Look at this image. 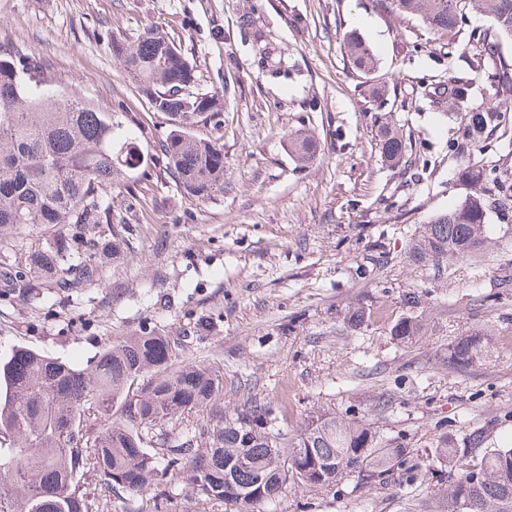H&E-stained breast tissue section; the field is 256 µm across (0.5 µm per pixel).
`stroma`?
<instances>
[{"instance_id":"1","label":"stroma","mask_w":512,"mask_h":512,"mask_svg":"<svg viewBox=\"0 0 512 512\" xmlns=\"http://www.w3.org/2000/svg\"><path fill=\"white\" fill-rule=\"evenodd\" d=\"M149 30L180 48L197 91L223 104L218 123L196 129L224 145V189L203 201L166 174L169 126L113 51ZM352 32L376 55L372 76L347 60ZM1 43L39 58L56 89L124 114L148 165L114 186L111 223L79 229V259L114 239L122 247L94 282H0V353L22 345L84 368L105 343L161 334L178 360L223 373L221 410L263 399L291 434L315 412L346 413L399 438L422 470L414 482L352 475L323 490L289 480L275 512H441V434L481 432L478 456L512 442V230L492 212L484 256L439 272L409 257L424 225L469 192L448 148L457 119L424 94L472 74L447 40L376 0H0ZM372 81L388 89L381 100L369 96ZM385 117L428 169L383 164ZM299 130L319 144L305 166L286 146ZM472 156L512 182V135L495 132ZM53 239L24 225L0 243V262ZM358 304L375 316L355 329L345 317ZM412 312L425 333L397 344L391 326ZM474 332L489 339L490 361L448 369L449 344ZM162 489L164 512H234L195 495L181 472Z\"/></svg>"}]
</instances>
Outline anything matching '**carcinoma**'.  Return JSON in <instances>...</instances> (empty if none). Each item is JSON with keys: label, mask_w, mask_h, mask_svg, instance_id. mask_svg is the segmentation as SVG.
<instances>
[{"label": "carcinoma", "mask_w": 512, "mask_h": 512, "mask_svg": "<svg viewBox=\"0 0 512 512\" xmlns=\"http://www.w3.org/2000/svg\"><path fill=\"white\" fill-rule=\"evenodd\" d=\"M378 4L450 38L468 11H479L490 25L471 31L458 49L463 54L475 49L472 62L478 66L498 57L499 67L487 79L512 93V59L500 51L502 38L512 37V0ZM344 50L356 71L376 70L372 49L358 35L345 36ZM114 52L170 126L160 147L171 177L198 199L223 190L224 146L193 133L195 124L217 119L219 108L214 93L191 91L195 74L188 58L154 31L131 45H115ZM471 91L468 79L453 77L430 94L432 103L462 114L452 148L463 155L506 125L505 113L492 103L467 107ZM379 145L386 165L404 163L406 140L388 122L380 125ZM290 146L302 163L317 151L307 134L290 137ZM146 164L137 138L114 113L85 102L76 90L54 89L36 58L0 45L1 236L19 224H109L112 214L104 202L116 180ZM494 173L479 161L467 162L461 177L470 187L468 196L424 226L412 246L415 260L439 269L487 250L488 212H512V183ZM73 256L70 243L57 240L30 252L21 268L3 263L0 276L50 277L58 285L92 281L96 266ZM421 328L418 317L403 316L390 333L402 344ZM489 353L484 337L462 336L448 346V368L465 370ZM147 372L150 378L141 381ZM222 398L224 376L193 363L174 365L164 336L143 333L109 344L88 369L13 347L0 354V486L10 488L0 494V512H91V491L105 508L114 488L142 495L153 477L170 468L186 473L194 493L247 512L273 503L289 479L323 489L353 472L373 481L393 472L408 481L421 476L403 444L384 437L371 422L321 413L290 436L255 397L220 415L204 433L166 428ZM92 417L102 425L88 426ZM478 443L473 434L443 437L435 445L456 471L444 512H512V446L493 448L475 464L470 454Z\"/></svg>", "instance_id": "carcinoma-1"}]
</instances>
